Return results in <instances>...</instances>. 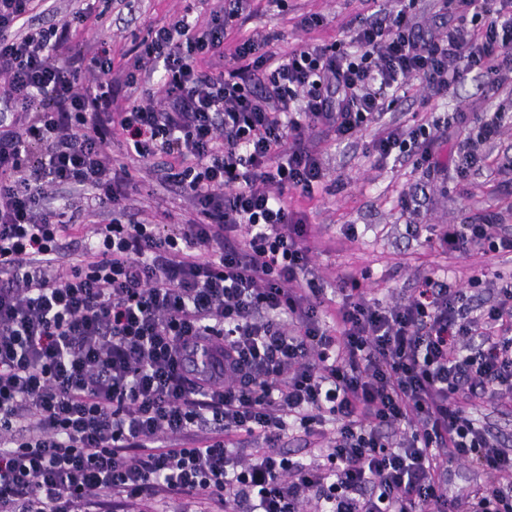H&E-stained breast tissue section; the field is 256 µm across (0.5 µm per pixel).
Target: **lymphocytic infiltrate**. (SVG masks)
<instances>
[{"label": "lymphocytic infiltrate", "instance_id": "f902f5d3", "mask_svg": "<svg viewBox=\"0 0 512 512\" xmlns=\"http://www.w3.org/2000/svg\"><path fill=\"white\" fill-rule=\"evenodd\" d=\"M44 2L0 0V512H512V445L462 406L512 395V276L471 307L437 273L395 305L341 273L331 309L288 207L325 179V138L373 126L376 161L444 172L434 144L461 126L457 178L486 169L511 113L386 115L413 77L436 97L471 72L512 87V0H440L425 26L396 0L283 53L235 36L260 0H215L117 69L71 40L90 7L47 24ZM156 72L160 98L133 99ZM117 142L174 158L182 223L140 220ZM434 236L512 254L492 215ZM296 429L304 461L280 447ZM460 464L483 485L449 489Z\"/></svg>", "mask_w": 512, "mask_h": 512}]
</instances>
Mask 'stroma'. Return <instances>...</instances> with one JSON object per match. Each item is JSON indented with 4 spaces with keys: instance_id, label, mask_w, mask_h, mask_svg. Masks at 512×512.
Instances as JSON below:
<instances>
[{
    "instance_id": "1",
    "label": "stroma",
    "mask_w": 512,
    "mask_h": 512,
    "mask_svg": "<svg viewBox=\"0 0 512 512\" xmlns=\"http://www.w3.org/2000/svg\"><path fill=\"white\" fill-rule=\"evenodd\" d=\"M192 5L199 20L209 16L208 0H96L93 10L97 21L77 27L76 44L106 42L113 64L123 62V54L149 30L166 23ZM359 11L357 0H288L279 8L263 0L259 11L240 27L244 38L270 37L272 50L284 52L314 41L330 44L342 39V21ZM317 13L326 19L315 30H307L304 17ZM497 99L483 78L467 75L445 97L425 95L419 80H411L405 96L392 109V118L404 125L414 124L422 115L441 114L453 108L481 112L494 106ZM372 131L359 133L351 141L333 140L322 144L323 163L328 178L313 197L293 195L288 205L307 223L320 225L315 239L319 271L326 283H333L337 273L354 272L365 288L388 302H404L413 294L423 276L435 269L448 272L449 281L467 287L472 277H479L478 301L491 300L497 276L512 275V254L497 258L471 252L464 256L443 254L424 237L408 231V224H460L475 220L485 212L499 215L502 223L512 225V175L489 179L477 175L467 180L435 178L427 181L414 172L404 158L376 162L369 152ZM130 172L140 185L134 205L141 219L163 224L181 223L190 213L187 198L166 192L148 162L129 160ZM420 188L418 215L402 212L400 197ZM358 229L354 239H345L343 225Z\"/></svg>"
}]
</instances>
